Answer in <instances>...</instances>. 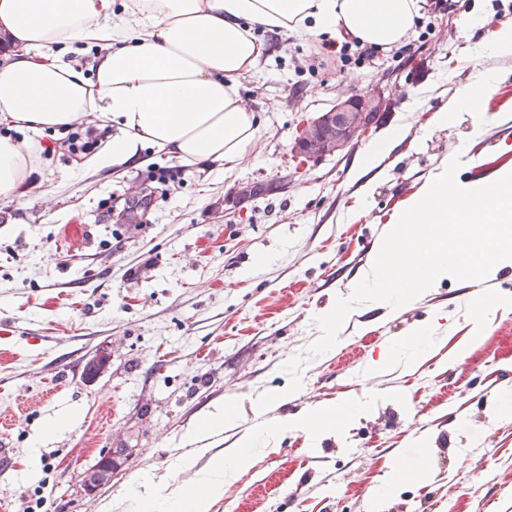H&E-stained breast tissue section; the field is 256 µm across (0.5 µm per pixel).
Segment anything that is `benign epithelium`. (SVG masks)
Returning a JSON list of instances; mask_svg holds the SVG:
<instances>
[{"instance_id": "benign-epithelium-1", "label": "benign epithelium", "mask_w": 512, "mask_h": 512, "mask_svg": "<svg viewBox=\"0 0 512 512\" xmlns=\"http://www.w3.org/2000/svg\"><path fill=\"white\" fill-rule=\"evenodd\" d=\"M385 98L375 92H360L336 102L328 112L307 123L296 137L292 152L307 161H321L343 151L368 127L367 115L383 108ZM112 449L102 451L96 465L84 476L85 492L94 494L103 478L112 473Z\"/></svg>"}]
</instances>
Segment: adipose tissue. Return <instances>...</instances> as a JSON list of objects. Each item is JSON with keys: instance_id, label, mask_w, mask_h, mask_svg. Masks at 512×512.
<instances>
[{"instance_id": "ef3b65f1", "label": "adipose tissue", "mask_w": 512, "mask_h": 512, "mask_svg": "<svg viewBox=\"0 0 512 512\" xmlns=\"http://www.w3.org/2000/svg\"><path fill=\"white\" fill-rule=\"evenodd\" d=\"M419 0H0V198L28 199L42 172L38 133L74 124L105 132L80 167L125 176L152 149L206 174L231 172L261 128L239 94L263 45L254 27L281 35L345 34L388 49L415 25ZM97 48L89 66L78 54ZM495 80L476 73L436 124L476 112ZM245 436L217 477L181 494L183 512H209L222 475L251 465Z\"/></svg>"}]
</instances>
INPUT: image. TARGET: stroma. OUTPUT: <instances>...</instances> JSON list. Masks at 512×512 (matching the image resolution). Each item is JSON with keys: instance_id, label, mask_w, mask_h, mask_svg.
Listing matches in <instances>:
<instances>
[{"instance_id": "35a3bbf8", "label": "stroma", "mask_w": 512, "mask_h": 512, "mask_svg": "<svg viewBox=\"0 0 512 512\" xmlns=\"http://www.w3.org/2000/svg\"><path fill=\"white\" fill-rule=\"evenodd\" d=\"M505 25L512 0H424L406 42L327 80L296 70L313 34L289 35L243 81L262 129L224 179L154 181L150 169L173 165L163 157L89 176L63 145L42 171L49 204L1 198L0 512H140L137 477L183 487L243 434L342 404L356 411L340 427L259 438L210 512H366L379 492L382 512H512V312L475 333L486 293L470 282L443 280L403 310L356 307L297 392L254 408L287 386L282 366L319 338L315 317L352 291L456 145L468 147L460 182L512 168V53L482 50ZM479 70L496 77L479 112L434 127ZM371 88L388 105L358 141L317 163L292 153L304 122ZM396 127L395 148L360 172ZM260 182L279 190L235 203L238 185ZM104 351L111 361L88 375ZM220 405L233 423L191 443ZM107 448L127 459L87 496L83 473Z\"/></svg>"}]
</instances>
